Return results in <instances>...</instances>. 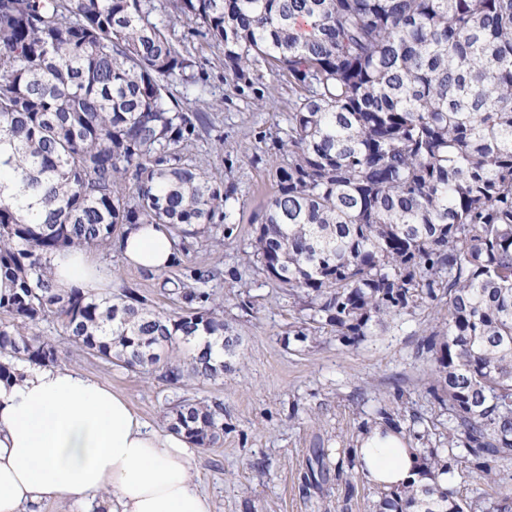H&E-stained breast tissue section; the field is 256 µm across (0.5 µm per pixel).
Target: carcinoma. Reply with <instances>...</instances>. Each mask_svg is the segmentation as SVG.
<instances>
[{
	"label": "carcinoma",
	"mask_w": 512,
	"mask_h": 512,
	"mask_svg": "<svg viewBox=\"0 0 512 512\" xmlns=\"http://www.w3.org/2000/svg\"><path fill=\"white\" fill-rule=\"evenodd\" d=\"M0 0V380L59 362L33 332L52 318L89 354L170 383L231 369L239 338L221 305L177 287L171 315L135 291L99 297L53 282L73 246L128 224L180 241L229 218L223 173L184 162L204 116L173 97L195 79L172 38L189 21L250 85L263 71L298 100L278 141L277 193L257 215V256L301 294L309 324L363 336L448 292L430 332L448 447L512 459V0ZM183 346L184 358H163ZM224 407L183 399L170 429L198 448ZM394 512H467L453 491L384 493Z\"/></svg>",
	"instance_id": "cac0c4a2"
}]
</instances>
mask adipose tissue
Returning <instances> with one entry per match:
<instances>
[{"label": "adipose tissue", "instance_id": "1", "mask_svg": "<svg viewBox=\"0 0 512 512\" xmlns=\"http://www.w3.org/2000/svg\"><path fill=\"white\" fill-rule=\"evenodd\" d=\"M130 264L152 273L176 261L177 241L158 224H131L116 240ZM56 287L96 293L112 271L85 248L56 253ZM0 382V512L44 500L99 499L106 512H213L194 481L183 435L154 428L121 394L66 366L25 367ZM356 454L383 491L420 483V451L392 425L372 429Z\"/></svg>", "mask_w": 512, "mask_h": 512}]
</instances>
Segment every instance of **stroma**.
Here are the masks:
<instances>
[{
    "mask_svg": "<svg viewBox=\"0 0 512 512\" xmlns=\"http://www.w3.org/2000/svg\"><path fill=\"white\" fill-rule=\"evenodd\" d=\"M196 62V83L175 85L186 107L206 104L208 126L185 142L191 164L219 169L234 188L230 234L221 246L190 240L169 270L153 274L126 265L116 248L96 255L112 268V290L130 288L158 310L179 311L169 284L203 287L224 302V321L241 344L231 370L211 379L173 386L88 355L44 321L40 335L60 341L61 364L73 367L125 396L145 421L167 429L164 412L181 397L224 405V435L196 451L194 476L214 512H380V490L370 485L354 454L360 440L392 414L418 448L437 449L448 462V486L472 505L512 491V464L487 459L460 464L448 450V412L428 391L434 374L422 344L448 316V298L381 322L366 336L348 340L331 328L306 322L301 302L256 270L254 218L277 191L273 141L288 127L297 94L267 74L252 86L234 87L224 76V56L194 24L177 26ZM326 452L327 479L308 477L313 445Z\"/></svg>",
    "mask_w": 512,
    "mask_h": 512,
    "instance_id": "obj_1",
    "label": "stroma"
}]
</instances>
